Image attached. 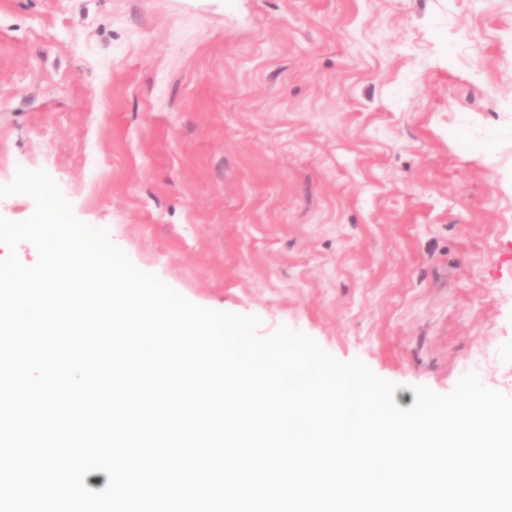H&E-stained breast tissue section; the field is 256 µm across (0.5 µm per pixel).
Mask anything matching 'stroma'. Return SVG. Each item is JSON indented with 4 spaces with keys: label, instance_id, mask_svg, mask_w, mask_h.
I'll list each match as a JSON object with an SVG mask.
<instances>
[{
    "label": "stroma",
    "instance_id": "1",
    "mask_svg": "<svg viewBox=\"0 0 512 512\" xmlns=\"http://www.w3.org/2000/svg\"><path fill=\"white\" fill-rule=\"evenodd\" d=\"M195 304L512 396V0H0V185Z\"/></svg>",
    "mask_w": 512,
    "mask_h": 512
}]
</instances>
